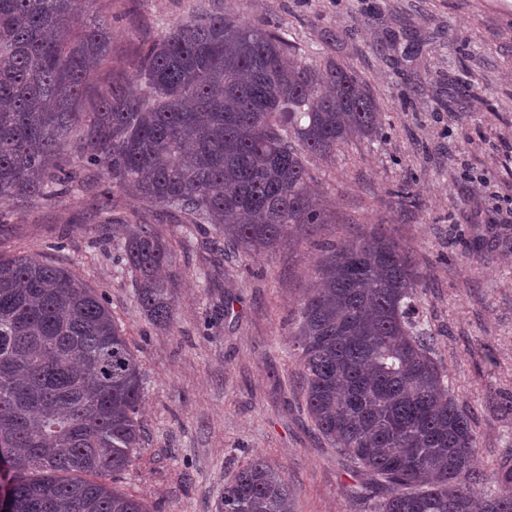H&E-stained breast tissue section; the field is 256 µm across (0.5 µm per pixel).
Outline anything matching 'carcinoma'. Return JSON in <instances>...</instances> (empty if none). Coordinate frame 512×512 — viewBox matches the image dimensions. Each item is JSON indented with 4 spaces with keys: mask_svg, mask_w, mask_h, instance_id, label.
<instances>
[{
    "mask_svg": "<svg viewBox=\"0 0 512 512\" xmlns=\"http://www.w3.org/2000/svg\"><path fill=\"white\" fill-rule=\"evenodd\" d=\"M90 0H0V201L51 202L90 180L142 203L110 221L148 322L173 325L180 276L166 213L242 253L312 235L327 215L310 155L379 134L367 86L345 66L292 58L278 34L197 9L144 45L130 78L84 105L112 27ZM75 149L79 164L63 158ZM419 275L384 225L333 244L300 300L294 347L306 409L372 476L378 512H473L482 481L468 414L413 318ZM138 357L106 300L70 269L0 254V459L11 512H151L112 486L143 442ZM481 512H512V467ZM216 512H295L255 457Z\"/></svg>",
    "mask_w": 512,
    "mask_h": 512,
    "instance_id": "cac0c4a2",
    "label": "carcinoma"
}]
</instances>
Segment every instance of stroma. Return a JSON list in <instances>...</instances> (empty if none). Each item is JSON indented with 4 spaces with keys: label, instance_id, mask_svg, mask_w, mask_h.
<instances>
[{
    "label": "stroma",
    "instance_id": "obj_1",
    "mask_svg": "<svg viewBox=\"0 0 512 512\" xmlns=\"http://www.w3.org/2000/svg\"><path fill=\"white\" fill-rule=\"evenodd\" d=\"M198 0H93L112 24L94 85L128 74L141 47ZM283 37L307 66L336 60L366 82L377 138L309 157L328 215L316 236L215 260L160 217L181 276L171 328L150 325L134 277L102 241L95 193L0 207V248L74 270L106 296L142 373L137 458L115 482L154 512H215L230 480L263 457L296 512H373L382 489L318 433L293 347L299 300L323 246L384 224L421 275L420 318L477 435L480 494L512 460V0H214ZM408 187L409 206L397 192Z\"/></svg>",
    "mask_w": 512,
    "mask_h": 512
}]
</instances>
